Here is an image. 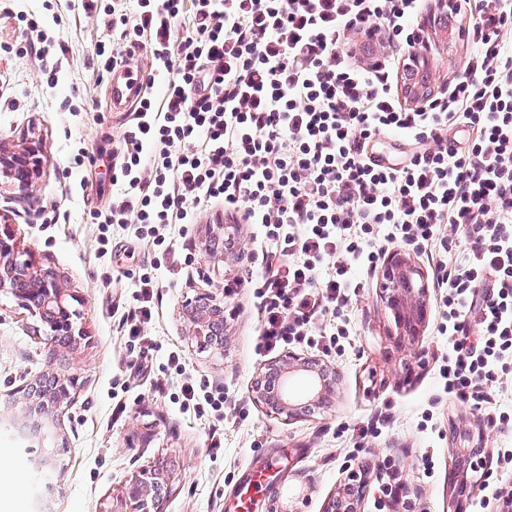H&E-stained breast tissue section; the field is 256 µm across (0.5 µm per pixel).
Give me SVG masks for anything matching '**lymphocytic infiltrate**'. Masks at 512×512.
<instances>
[{
    "instance_id": "f902f5d3",
    "label": "lymphocytic infiltrate",
    "mask_w": 512,
    "mask_h": 512,
    "mask_svg": "<svg viewBox=\"0 0 512 512\" xmlns=\"http://www.w3.org/2000/svg\"><path fill=\"white\" fill-rule=\"evenodd\" d=\"M424 0H112L104 72L144 46L169 77L145 88L119 137L118 190L93 220L131 226L159 247L176 224L223 204L262 225L267 249L240 279L261 351L312 345L343 352L337 315L359 290L351 269L376 266L385 245L426 253L440 290L443 390L512 431L492 391L512 374V0H481L462 32L470 48L456 80L416 106L398 79L429 47L414 18ZM377 42L368 61L354 36ZM408 150L373 163L379 136ZM456 253L448 262V253ZM153 276L139 279L128 334L143 371L155 314ZM182 404L223 419V392L193 380Z\"/></svg>"
}]
</instances>
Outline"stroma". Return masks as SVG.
<instances>
[{"mask_svg": "<svg viewBox=\"0 0 512 512\" xmlns=\"http://www.w3.org/2000/svg\"><path fill=\"white\" fill-rule=\"evenodd\" d=\"M29 18L39 21L45 37L62 39L66 54L41 58L40 43L25 25ZM106 21L86 16L77 0H9L0 11V145L36 142L41 161L29 195L0 179V229L61 275L79 300L89 335L74 351L49 358L41 321L0 291V449L12 464L0 471V512H103L132 473L158 462L172 473L166 512H324L349 474L360 470L368 480L363 512H499L492 491L505 476L495 451L512 446V439L442 390L438 368L448 339L438 333L437 288L429 290L427 321L412 342L400 337L381 296L380 269L371 270L368 288L340 313L349 330L344 352L299 349L334 371V401L287 422L252 396L254 380L276 355L257 350L254 308L248 293L234 286L257 264L260 226L234 223L223 206H213L196 223L173 227L175 257L154 267L141 240L117 225L103 234L92 224L91 211L112 202V152L131 118L113 109L112 77L92 60L97 40L112 38ZM468 53L457 41L429 55L432 91L462 72ZM216 224L229 225L234 243L221 255L208 250ZM146 272L159 283V302L145 327L153 344L151 373L137 376L129 363L138 345L123 312L134 306ZM215 284L227 289L220 351L190 336L183 317L185 302ZM174 350L182 354V368L168 360ZM52 367L78 373L80 387L57 422L67 450L58 458L63 478L48 489L32 482L40 442L8 420L11 390ZM188 378L224 387L237 400L225 409L222 447L211 445L209 420L181 406ZM384 406L389 422L364 451L353 453L340 424L363 423ZM462 429L484 453L482 468L471 475L478 486L459 505L448 474L453 436ZM147 430L153 433L148 443L142 439ZM385 459L392 468H381ZM256 474L264 490L244 496ZM388 481L398 483V494L380 499L379 486Z\"/></svg>", "mask_w": 512, "mask_h": 512, "instance_id": "1", "label": "stroma"}]
</instances>
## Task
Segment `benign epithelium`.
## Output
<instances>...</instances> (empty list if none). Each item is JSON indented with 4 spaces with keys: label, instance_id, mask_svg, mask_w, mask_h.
<instances>
[{
    "label": "benign epithelium",
    "instance_id": "1",
    "mask_svg": "<svg viewBox=\"0 0 512 512\" xmlns=\"http://www.w3.org/2000/svg\"><path fill=\"white\" fill-rule=\"evenodd\" d=\"M0 175L11 179L23 192L31 190L37 175L35 149L6 150L0 145ZM9 290L34 316L48 328V335L70 336L75 340L87 338L84 327L78 325L79 312L67 302V288L59 275L45 268L31 252L19 251L10 235L0 234V291ZM382 296L393 311L400 335L411 339L420 335L429 305L427 275L402 251H392L382 266ZM184 315L189 332L203 346L223 345L210 339L216 325H224V301L213 294L198 297L185 304ZM269 368L279 376L275 396L263 386L264 377L256 378L252 387L254 399L271 406L275 413L289 421L301 414L309 404L326 405L336 393L330 373L321 363L290 351L273 361ZM304 374L311 381L309 393L302 399L288 392L289 380ZM54 380L51 388L38 389L36 384L21 385L14 391L13 405L20 407L14 424L21 428L34 425L45 428L43 440L47 448L35 463L36 471H53L64 444L58 443L56 421L71 404L80 387L74 374L48 373ZM169 489V477L163 471L146 466L135 472L114 495L106 512H166L167 497L154 493L156 486ZM367 480L354 473L335 495L328 512H361Z\"/></svg>",
    "mask_w": 512,
    "mask_h": 512
}]
</instances>
